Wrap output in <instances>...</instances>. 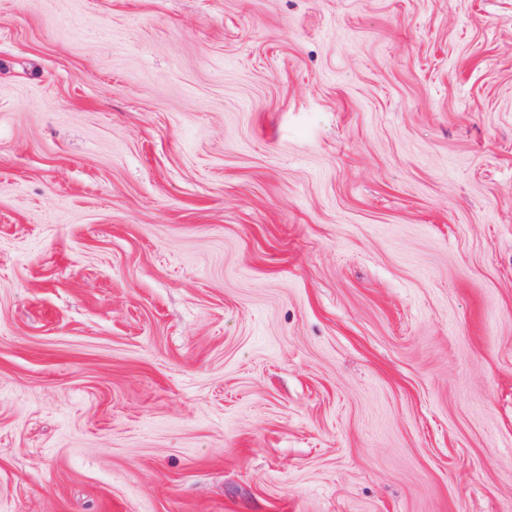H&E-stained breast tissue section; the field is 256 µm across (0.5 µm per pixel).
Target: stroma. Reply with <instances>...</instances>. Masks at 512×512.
<instances>
[{
	"instance_id": "1",
	"label": "stroma",
	"mask_w": 512,
	"mask_h": 512,
	"mask_svg": "<svg viewBox=\"0 0 512 512\" xmlns=\"http://www.w3.org/2000/svg\"><path fill=\"white\" fill-rule=\"evenodd\" d=\"M0 512H512V0H0Z\"/></svg>"
}]
</instances>
